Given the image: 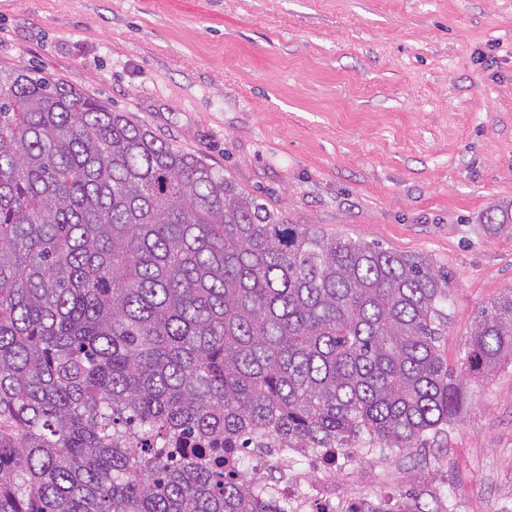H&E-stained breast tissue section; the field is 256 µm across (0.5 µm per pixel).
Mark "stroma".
<instances>
[{
    "label": "stroma",
    "mask_w": 512,
    "mask_h": 512,
    "mask_svg": "<svg viewBox=\"0 0 512 512\" xmlns=\"http://www.w3.org/2000/svg\"><path fill=\"white\" fill-rule=\"evenodd\" d=\"M83 88L201 154L285 223L426 254L452 280L440 349L459 369L512 288V0H0V69ZM441 441L378 448L355 481L466 512L512 499V365L464 384Z\"/></svg>",
    "instance_id": "35a3bbf8"
}]
</instances>
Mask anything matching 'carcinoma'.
<instances>
[{
  "instance_id": "obj_1",
  "label": "carcinoma",
  "mask_w": 512,
  "mask_h": 512,
  "mask_svg": "<svg viewBox=\"0 0 512 512\" xmlns=\"http://www.w3.org/2000/svg\"><path fill=\"white\" fill-rule=\"evenodd\" d=\"M449 301L429 256L284 224L128 113L0 71V512H291L175 445L425 447L512 363V289L458 372Z\"/></svg>"
}]
</instances>
